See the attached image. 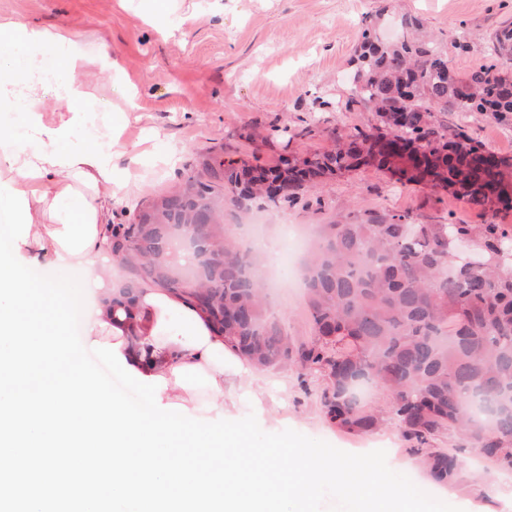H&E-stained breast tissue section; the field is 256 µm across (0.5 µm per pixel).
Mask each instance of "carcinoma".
<instances>
[{"label":"carcinoma","instance_id":"cac0c4a2","mask_svg":"<svg viewBox=\"0 0 512 512\" xmlns=\"http://www.w3.org/2000/svg\"><path fill=\"white\" fill-rule=\"evenodd\" d=\"M381 14L363 21L345 108L359 104L374 123L322 154L282 156L249 167L211 151L173 189L138 205L110 229L127 278L114 305L152 285L179 295L182 282L225 343L260 370L296 367L325 380L321 402L337 427L378 431L355 388L373 382L388 414L411 443L428 478L457 484L464 458L490 457L512 477V236L497 224H410L402 214H371L318 227L301 273L311 336L295 341L270 312L256 273L261 256L237 221L258 202L288 203L324 179L362 165L396 181L446 190L484 211L512 196V163L478 154L484 147L437 112H490L512 121V93L490 65L452 84L448 53L404 16L400 34L379 35ZM495 55L512 61V26L494 32ZM445 430L464 455L429 447Z\"/></svg>","mask_w":512,"mask_h":512}]
</instances>
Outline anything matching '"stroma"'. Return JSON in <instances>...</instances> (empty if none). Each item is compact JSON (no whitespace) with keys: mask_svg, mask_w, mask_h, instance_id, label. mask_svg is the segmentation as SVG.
<instances>
[{"mask_svg":"<svg viewBox=\"0 0 512 512\" xmlns=\"http://www.w3.org/2000/svg\"><path fill=\"white\" fill-rule=\"evenodd\" d=\"M150 0H0V17L43 28L61 27L86 44L105 42L119 63L85 66L80 78L103 124L124 123L114 162L138 192L113 206L112 221L127 223L143 200L190 174L212 150L252 166L275 165L285 153H322L338 138L364 129L373 115L339 111L351 93L348 74L361 41L363 17L385 0H176L163 15L172 34L162 38L145 21ZM397 13L418 18L447 47L459 77L496 63L490 37L512 21V0H399ZM448 122L502 156L512 157V122L487 112H452ZM370 212L404 214L412 224H499L512 229V209L489 212L425 185L400 184L373 166L324 181L318 191L268 212L261 230L276 239L282 281L270 309L288 336L311 334L297 257L280 234V220L314 227L361 219ZM265 384L268 433L292 429L351 453L382 449L395 472L417 466L395 422L373 436L346 433L328 422L320 404L321 378L293 369L253 373ZM463 482L434 490L462 512H512L492 483L496 464L470 466Z\"/></svg>","mask_w":512,"mask_h":512,"instance_id":"stroma-1","label":"stroma"}]
</instances>
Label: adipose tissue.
I'll list each match as a JSON object with an SVG mask.
<instances>
[{
    "mask_svg": "<svg viewBox=\"0 0 512 512\" xmlns=\"http://www.w3.org/2000/svg\"><path fill=\"white\" fill-rule=\"evenodd\" d=\"M88 55L64 30L0 18V111L16 113L0 129V181L25 192L32 225L20 254L42 265L75 267L89 306L87 341L118 345L128 365L162 377L163 403L197 417L226 412L240 397L243 358L229 349L209 317L186 299L139 288L133 318L113 311L112 205L130 191L112 163V131L77 140L91 125L79 79ZM54 83L57 118L45 89Z\"/></svg>",
    "mask_w": 512,
    "mask_h": 512,
    "instance_id": "ef3b65f1",
    "label": "adipose tissue"
}]
</instances>
